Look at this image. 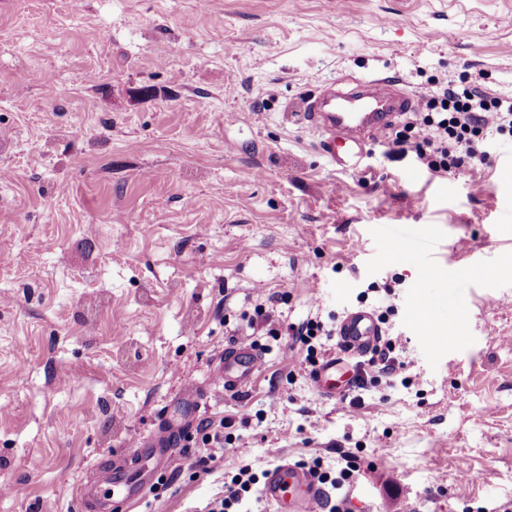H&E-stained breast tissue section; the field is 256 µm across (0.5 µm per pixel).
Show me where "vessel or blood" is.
<instances>
[{
  "mask_svg": "<svg viewBox=\"0 0 512 512\" xmlns=\"http://www.w3.org/2000/svg\"><path fill=\"white\" fill-rule=\"evenodd\" d=\"M415 107V100L398 91L393 81L370 79L332 86L305 99L296 117L320 134L319 147L327 162L348 172L358 169L371 141L382 137L396 118ZM381 333V326L368 310L353 309L342 316L337 327L339 353L324 359L311 376L320 397L333 398L349 391L355 378L352 358L364 355ZM260 366L257 351L241 341L220 356L215 378L227 389L240 390ZM147 446L162 463H169L173 457L171 429L161 431ZM262 494L275 512H316L325 500V491L313 476L289 461L268 472Z\"/></svg>",
  "mask_w": 512,
  "mask_h": 512,
  "instance_id": "obj_1",
  "label": "vessel or blood"
}]
</instances>
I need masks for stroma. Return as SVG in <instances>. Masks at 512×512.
Here are the masks:
<instances>
[{"mask_svg":"<svg viewBox=\"0 0 512 512\" xmlns=\"http://www.w3.org/2000/svg\"><path fill=\"white\" fill-rule=\"evenodd\" d=\"M378 77L512 99V0H0V512H80L173 422L176 479L116 512H206L241 466L349 454L344 512H512V145L434 175L387 140L334 169L287 114ZM382 296L411 382L355 408L267 334ZM244 333L263 363L232 393L214 362Z\"/></svg>","mask_w":512,"mask_h":512,"instance_id":"stroma-1","label":"stroma"}]
</instances>
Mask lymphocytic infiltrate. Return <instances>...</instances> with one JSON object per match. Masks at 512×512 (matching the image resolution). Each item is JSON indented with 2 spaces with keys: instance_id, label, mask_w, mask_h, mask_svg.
<instances>
[{
  "instance_id": "1",
  "label": "lymphocytic infiltrate",
  "mask_w": 512,
  "mask_h": 512,
  "mask_svg": "<svg viewBox=\"0 0 512 512\" xmlns=\"http://www.w3.org/2000/svg\"><path fill=\"white\" fill-rule=\"evenodd\" d=\"M497 136L512 139V101L460 85L426 97L394 142L430 172L450 174L484 162Z\"/></svg>"
}]
</instances>
